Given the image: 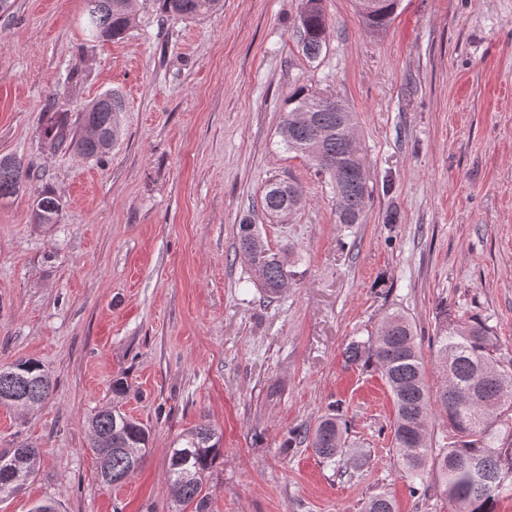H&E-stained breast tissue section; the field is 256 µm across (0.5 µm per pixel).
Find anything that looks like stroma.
Returning <instances> with one entry per match:
<instances>
[{"label": "stroma", "instance_id": "obj_1", "mask_svg": "<svg viewBox=\"0 0 512 512\" xmlns=\"http://www.w3.org/2000/svg\"><path fill=\"white\" fill-rule=\"evenodd\" d=\"M301 0H223L196 19L137 0L121 39L87 46L84 0H10L0 11V157L37 181L0 199V365L40 361L54 391L0 407V452L41 462L0 512H167L168 450L209 420L222 433L208 512H361L378 492L396 512H448L434 474L409 479L393 450L394 407L374 368L345 350L387 312L406 314L433 367L442 312L479 318L512 352V0H398L382 31L356 0H323L326 45L300 46ZM358 117L373 196L336 220L327 177L283 145L298 88ZM120 91L122 135L100 159L45 145L44 113L77 114ZM305 204L266 219L271 177ZM47 190L63 207L39 224ZM254 215L297 259L293 288L266 301L235 255ZM129 393L112 397V380ZM119 404L147 424L142 466L97 478L88 419ZM348 423L331 460L292 442L330 412ZM62 203L58 197L48 191H41L33 202L35 220L39 224L58 223Z\"/></svg>", "mask_w": 512, "mask_h": 512}]
</instances>
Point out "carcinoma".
<instances>
[{"mask_svg":"<svg viewBox=\"0 0 512 512\" xmlns=\"http://www.w3.org/2000/svg\"><path fill=\"white\" fill-rule=\"evenodd\" d=\"M372 12H361L366 28L378 32L394 20L397 0ZM134 0H85L84 29L91 43L122 37L129 26ZM222 0H162L165 12L196 18L218 10ZM301 46L313 60L326 43L328 20L322 0H301ZM288 112L280 128L283 144L308 157L328 176L336 197V218L356 224L368 207L372 190L358 149V118L341 99L297 89L288 98ZM124 110L120 93L109 92L83 109L78 125L64 115L50 116L43 126L46 143L69 148L80 156L102 157L120 136L118 115ZM33 177L32 166L11 157L0 158V198L16 195ZM304 199L283 179L266 182L260 207L270 220L284 221L300 210ZM62 210L58 197L41 191L33 202L39 224H56ZM236 255L255 273L266 296L277 297L293 287L294 264L283 250L275 251L258 225L246 217L238 225ZM435 361L444 382L432 397L426 384V363L416 341L411 320L400 312L389 314L376 335L353 341L345 351L352 364H366L383 377L395 408L394 447L406 473L418 477L431 468L448 500L449 512H496L500 499L512 498V434L503 437L505 413L512 412V359L493 336L487 321H457L443 314L436 330ZM53 392L48 372L37 361L19 360L0 366V406L27 410L47 400ZM439 410L448 419L450 441L435 448L427 433V420ZM89 448L97 462V476L106 486L117 487L143 463L149 447L146 425L120 407L101 409L90 419ZM346 421L329 413L311 429L296 434L317 455L333 459L342 453ZM222 435L209 422L187 429L169 449L168 492L171 512H206L209 477L221 456ZM40 463V451L20 444L0 453V501L21 493ZM363 512H394L391 498L376 493Z\"/></svg>","mask_w":512,"mask_h":512,"instance_id":"cac0c4a2","label":"carcinoma"}]
</instances>
